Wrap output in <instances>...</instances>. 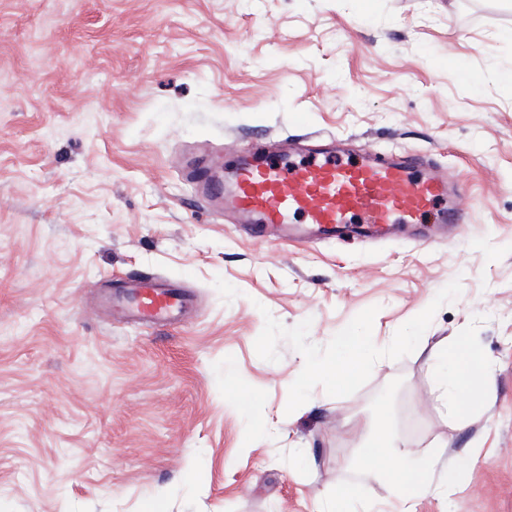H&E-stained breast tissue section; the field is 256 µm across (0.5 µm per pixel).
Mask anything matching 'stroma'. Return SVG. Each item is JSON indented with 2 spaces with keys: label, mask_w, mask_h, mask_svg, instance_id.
I'll return each mask as SVG.
<instances>
[{
  "label": "stroma",
  "mask_w": 512,
  "mask_h": 512,
  "mask_svg": "<svg viewBox=\"0 0 512 512\" xmlns=\"http://www.w3.org/2000/svg\"><path fill=\"white\" fill-rule=\"evenodd\" d=\"M509 28L504 0H0V512H315L351 485L392 512L361 461L380 420L458 475L417 512H512ZM329 138L447 171L465 224L273 241L186 175ZM131 275L189 308L114 315ZM353 328L363 375L298 387ZM461 337L489 371L462 425L426 354Z\"/></svg>",
  "instance_id": "obj_1"
}]
</instances>
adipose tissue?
<instances>
[{
  "label": "adipose tissue",
  "mask_w": 512,
  "mask_h": 512,
  "mask_svg": "<svg viewBox=\"0 0 512 512\" xmlns=\"http://www.w3.org/2000/svg\"><path fill=\"white\" fill-rule=\"evenodd\" d=\"M339 345L340 351L334 359L310 368L311 374L336 387L361 374L369 355L362 336L340 337ZM429 358L434 385L451 416L462 423L480 411L483 399L477 388L488 376L483 356L461 339L447 350L431 348ZM376 453L387 462L385 474L393 486L395 512H415L417 500L439 488L432 480L431 465L419 459L411 449L403 447L395 436L382 430L372 432L361 448V457L366 460Z\"/></svg>",
  "instance_id": "obj_1"
}]
</instances>
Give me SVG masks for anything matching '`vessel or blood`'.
<instances>
[{
    "mask_svg": "<svg viewBox=\"0 0 512 512\" xmlns=\"http://www.w3.org/2000/svg\"><path fill=\"white\" fill-rule=\"evenodd\" d=\"M198 191L211 201L228 199L243 223L269 224L301 241L341 239L351 224L361 225L364 236L384 238L396 225L420 224L429 215L442 225L463 220L451 202L458 189L436 166L416 158L354 162L336 146L299 156L277 148L261 162L245 154L231 187L211 177ZM115 301L138 320L167 324L189 297L164 280L128 279Z\"/></svg>",
    "mask_w": 512,
    "mask_h": 512,
    "instance_id": "b4317fda",
    "label": "vessel or blood"
}]
</instances>
